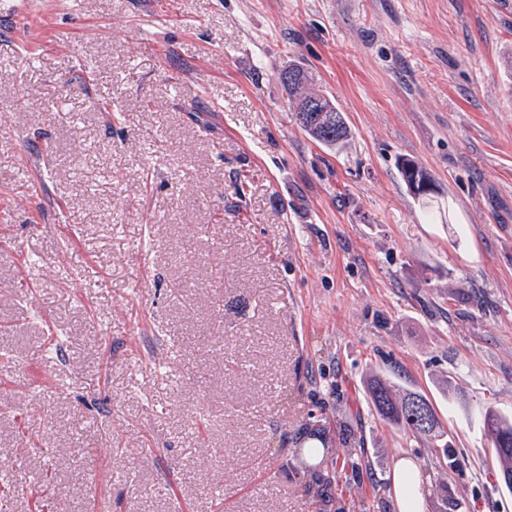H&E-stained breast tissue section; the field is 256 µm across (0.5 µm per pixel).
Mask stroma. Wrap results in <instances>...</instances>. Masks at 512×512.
<instances>
[{
  "mask_svg": "<svg viewBox=\"0 0 512 512\" xmlns=\"http://www.w3.org/2000/svg\"><path fill=\"white\" fill-rule=\"evenodd\" d=\"M291 65L342 148L298 126ZM372 370L432 400L451 459L384 425ZM489 408L512 0H0V512H398L401 459L425 512L442 482L512 512ZM282 81L294 106L297 123L311 139L330 147H339L348 139L349 130L342 112L331 99L311 86L302 69L288 67ZM398 171L407 188L411 180H417L418 182L429 181L434 183L433 176L413 159L403 158L398 164Z\"/></svg>",
  "mask_w": 512,
  "mask_h": 512,
  "instance_id": "stroma-1",
  "label": "stroma"
}]
</instances>
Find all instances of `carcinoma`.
<instances>
[{
	"mask_svg": "<svg viewBox=\"0 0 512 512\" xmlns=\"http://www.w3.org/2000/svg\"><path fill=\"white\" fill-rule=\"evenodd\" d=\"M283 85L288 100L293 104L300 128L313 140L330 147L342 145L349 137L348 126L342 112L325 95L310 84L307 74L298 67L284 73ZM398 171L404 184L412 180L434 181L433 176L410 158L402 159ZM371 403L382 421L413 437H427L435 447L449 457L448 435L442 426L433 402L424 394L409 391L402 393L388 378L372 371L368 375ZM425 405L433 416L434 427L424 429L414 420L411 403ZM483 431L491 443V450L498 463L497 474L512 473V417L488 409L483 416Z\"/></svg>",
	"mask_w": 512,
	"mask_h": 512,
	"instance_id": "obj_1",
	"label": "carcinoma"
}]
</instances>
